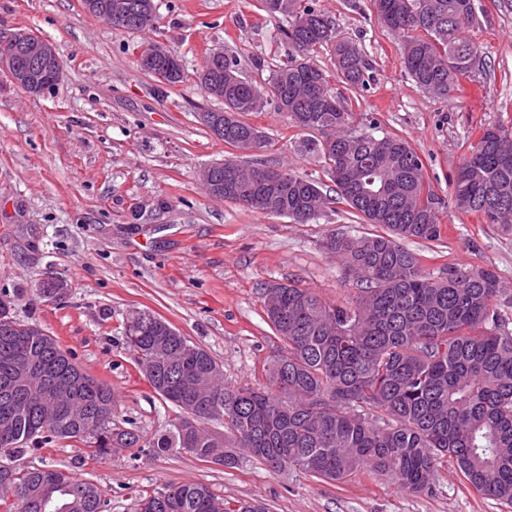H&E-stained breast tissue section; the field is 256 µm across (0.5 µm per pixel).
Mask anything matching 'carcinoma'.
<instances>
[{"label": "carcinoma", "mask_w": 512, "mask_h": 512, "mask_svg": "<svg viewBox=\"0 0 512 512\" xmlns=\"http://www.w3.org/2000/svg\"><path fill=\"white\" fill-rule=\"evenodd\" d=\"M107 3L124 17L121 29L144 32L146 0H83L92 15ZM379 19L404 36L403 64L423 90L448 94L480 62L463 35L475 17L474 0H373ZM289 18L284 36L292 52L261 90L239 75L240 62L206 59L198 82L224 102L212 113L211 133L245 148L262 135L240 112L271 105L303 131L302 150L327 164L335 195L295 173L258 180L256 162L210 166L212 179L234 173L224 200L299 224L343 204L383 228L363 237L331 235L328 253L366 283L355 306L328 304L312 288L272 284L266 316L285 342L268 367L270 384L224 385L220 364L162 318L148 312L126 326V343L140 372L162 400L184 411L166 433L150 439L112 421V387L85 372L36 323L16 319L0 298V491L11 493L10 512H105L90 482L44 467L17 469L8 460L70 440L95 457L128 448L149 455L184 451L225 467L236 450L261 458L273 473L294 470L344 480L366 467L400 489L432 490L438 467L451 463L482 495L512 503V333L494 306L499 280L483 268L424 274L401 240L441 236L438 197L424 177V162L398 137L356 134L351 113L326 89L311 51L329 46L351 86L365 84L367 63L340 37L334 22L307 0H279ZM172 52L146 44L138 58L149 74L164 70ZM456 206L488 224L512 228V129H482L477 146L451 182ZM70 395L54 398L61 383ZM224 421L227 433L204 426ZM137 512H267L258 499L234 507L203 483L168 485L137 501Z\"/></svg>", "instance_id": "1"}]
</instances>
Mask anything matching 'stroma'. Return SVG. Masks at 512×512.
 Instances as JSON below:
<instances>
[{
    "label": "stroma",
    "instance_id": "35a3bbf8",
    "mask_svg": "<svg viewBox=\"0 0 512 512\" xmlns=\"http://www.w3.org/2000/svg\"><path fill=\"white\" fill-rule=\"evenodd\" d=\"M153 30L131 33L89 14L82 0H0V32L24 30L49 40L62 64L50 90L30 94L0 70V291L11 313L36 322L85 371L109 384L114 420L145 438L182 417L143 379L126 345L136 312L167 320L222 366L224 383L268 386L267 367L283 340L264 311L269 283L316 290L352 306L362 282L327 253L330 234L360 236L372 225L346 212L296 224L210 197L199 175L231 158L295 171L332 190L323 160L300 149L307 134L285 113L266 108L241 119L267 137L258 151L218 140L202 121L221 111L196 81L211 49L237 57L242 77L266 88L285 61L288 20L262 0H155ZM338 31L362 52L366 84L346 85L330 47L317 48L327 89L353 114V131L396 135L425 163V179L448 205L436 241L405 240L423 273L493 270L496 299L512 320V230L451 205L450 178L483 127H512V0H476L464 29L483 67L438 96L418 88L402 63L403 37L378 19L372 0H316ZM152 42L178 55L185 80L160 83L137 55ZM69 284L64 299L37 297L47 277ZM14 466H57L96 485L111 512H136L139 497L172 484L199 482L225 501L258 499L268 512H512V504L478 493L451 465L439 468L432 492L400 490L360 470L325 481L293 470L272 473L258 459L233 468L185 452L147 456L131 448L102 459L63 441L21 455Z\"/></svg>",
    "mask_w": 512,
    "mask_h": 512
}]
</instances>
